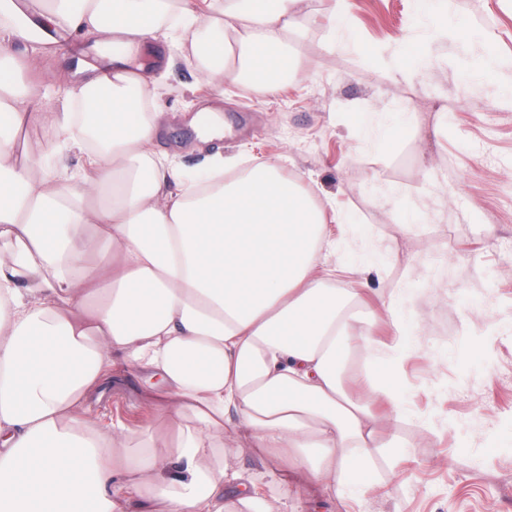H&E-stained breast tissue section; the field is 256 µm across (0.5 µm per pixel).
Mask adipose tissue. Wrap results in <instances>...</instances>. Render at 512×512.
I'll return each instance as SVG.
<instances>
[{"instance_id": "obj_1", "label": "adipose tissue", "mask_w": 512, "mask_h": 512, "mask_svg": "<svg viewBox=\"0 0 512 512\" xmlns=\"http://www.w3.org/2000/svg\"><path fill=\"white\" fill-rule=\"evenodd\" d=\"M311 0H0V512H276L272 485L363 505L405 480L402 387L414 283L343 288L354 241L280 162L158 152L164 113L140 54L192 59L199 87L271 94L299 71ZM445 5L414 53L460 39ZM66 72L45 109V59ZM44 146L16 153L19 134ZM123 363L154 418L88 416Z\"/></svg>"}]
</instances>
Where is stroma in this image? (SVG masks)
<instances>
[{
  "label": "stroma",
  "instance_id": "35a3bbf8",
  "mask_svg": "<svg viewBox=\"0 0 512 512\" xmlns=\"http://www.w3.org/2000/svg\"><path fill=\"white\" fill-rule=\"evenodd\" d=\"M430 0H348L345 20L358 41L389 53L415 45ZM334 0H313L315 21L292 45L301 82L279 95L245 84L224 88L221 115L233 134L220 145L243 161L280 158L319 202L353 216L356 237L378 233L392 253L370 272L374 289L408 271L414 343L403 383L413 410L446 427L441 443L410 428L416 461L392 497L364 512H512V0H447L469 38L508 64L493 82H465L453 43L436 42L429 63L406 79L329 41ZM192 67L177 60L157 94L176 116L168 149L184 170L201 153L189 124L202 105ZM406 112L388 147L359 142L357 114ZM489 336V353L468 351L469 335ZM124 371L87 410L128 426L148 418L124 386Z\"/></svg>",
  "mask_w": 512,
  "mask_h": 512
}]
</instances>
